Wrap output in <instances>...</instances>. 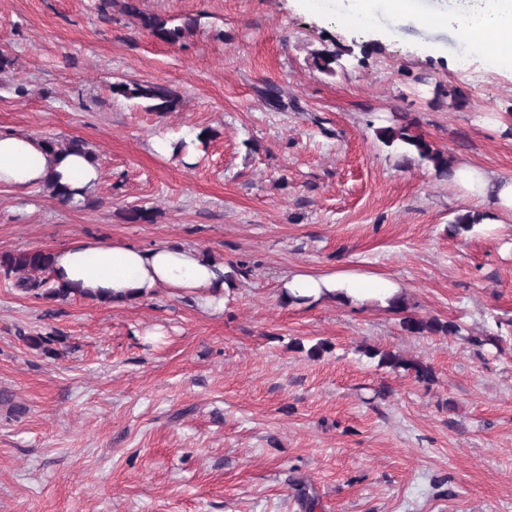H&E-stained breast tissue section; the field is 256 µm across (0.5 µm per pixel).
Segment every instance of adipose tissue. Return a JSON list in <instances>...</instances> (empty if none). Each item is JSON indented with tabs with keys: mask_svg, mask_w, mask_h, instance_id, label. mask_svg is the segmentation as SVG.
<instances>
[{
	"mask_svg": "<svg viewBox=\"0 0 512 512\" xmlns=\"http://www.w3.org/2000/svg\"><path fill=\"white\" fill-rule=\"evenodd\" d=\"M336 20L353 26L380 29L391 35V25H382L379 14L393 21L420 17L417 0H341ZM455 29L478 34L469 53L491 61L512 59V0H444L439 10ZM455 182L491 211L512 212V179L491 181L487 172L470 164L459 165ZM99 169L89 153L45 151L27 134L0 130V188L28 189L52 181L65 187L64 201L83 205L94 191ZM225 267L196 248L167 242L149 248L130 243L80 240L62 244L53 252L55 284L73 294L88 293L98 300L124 305L152 297L159 290L170 295H190L207 310L224 309ZM284 292L310 300L329 299L345 293L351 303L375 301L387 304L398 287L384 278L358 276L289 275Z\"/></svg>",
	"mask_w": 512,
	"mask_h": 512,
	"instance_id": "1",
	"label": "adipose tissue"
}]
</instances>
